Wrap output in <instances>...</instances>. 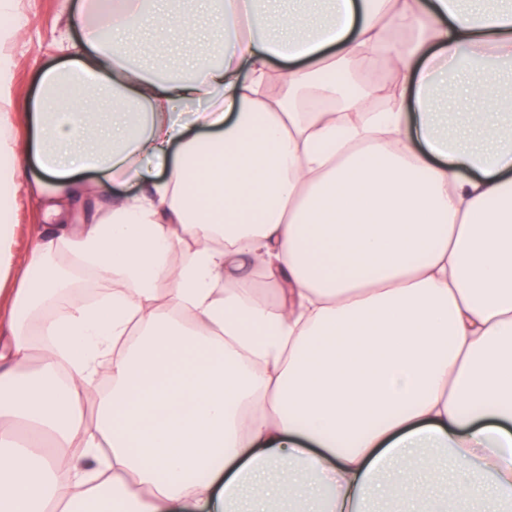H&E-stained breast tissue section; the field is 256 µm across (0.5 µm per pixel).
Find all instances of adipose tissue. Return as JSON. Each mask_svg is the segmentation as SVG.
Wrapping results in <instances>:
<instances>
[{
  "mask_svg": "<svg viewBox=\"0 0 512 512\" xmlns=\"http://www.w3.org/2000/svg\"><path fill=\"white\" fill-rule=\"evenodd\" d=\"M206 2L215 48L170 0H87L100 28L31 112L0 53V206L31 151L54 220L20 256L0 224V281L22 273L0 322V512H499L512 0ZM364 61L391 110L349 84ZM303 90L357 121L300 111ZM129 180L143 193H116ZM92 191L107 208L72 223ZM61 251L114 283L104 301L67 298Z\"/></svg>",
  "mask_w": 512,
  "mask_h": 512,
  "instance_id": "adipose-tissue-1",
  "label": "adipose tissue"
}]
</instances>
